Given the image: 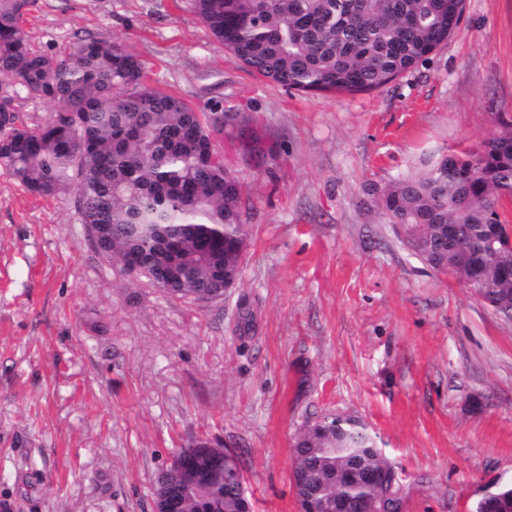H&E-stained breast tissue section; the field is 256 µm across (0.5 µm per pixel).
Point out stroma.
I'll return each mask as SVG.
<instances>
[{"label": "stroma", "instance_id": "stroma-1", "mask_svg": "<svg viewBox=\"0 0 512 512\" xmlns=\"http://www.w3.org/2000/svg\"><path fill=\"white\" fill-rule=\"evenodd\" d=\"M25 30L53 56L120 42L152 86L236 112L218 144L246 250L226 296L178 299L95 247L74 194L0 169V512H152L202 438L236 453L252 512H298L293 443L329 413L376 434L401 512H473L512 483V320L367 193L512 117V0H465L427 61L356 94L247 69L190 0H37Z\"/></svg>", "mask_w": 512, "mask_h": 512}]
</instances>
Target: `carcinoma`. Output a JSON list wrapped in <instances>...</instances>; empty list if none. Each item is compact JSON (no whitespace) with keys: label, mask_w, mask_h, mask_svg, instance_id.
Segmentation results:
<instances>
[{"label":"carcinoma","mask_w":512,"mask_h":512,"mask_svg":"<svg viewBox=\"0 0 512 512\" xmlns=\"http://www.w3.org/2000/svg\"><path fill=\"white\" fill-rule=\"evenodd\" d=\"M216 40L250 70L303 92L379 89L411 70L458 26L464 0H191ZM36 0H0V168L28 191H74L86 224L107 225L97 249L147 280L174 265L166 292L194 301L241 272L245 250L242 187L224 166L216 139L224 112H200L145 80L146 64L122 45L83 39L63 58L32 47L24 23ZM51 104L56 116L32 130L19 100ZM478 147L427 170L373 188L388 223L437 272L456 276L512 319V121ZM360 420L328 416L300 432L297 495L367 496L336 484L352 463L389 466ZM162 476L184 512H240L239 471L212 487L187 488ZM475 512H512V486L499 485Z\"/></svg>","instance_id":"cac0c4a2"}]
</instances>
